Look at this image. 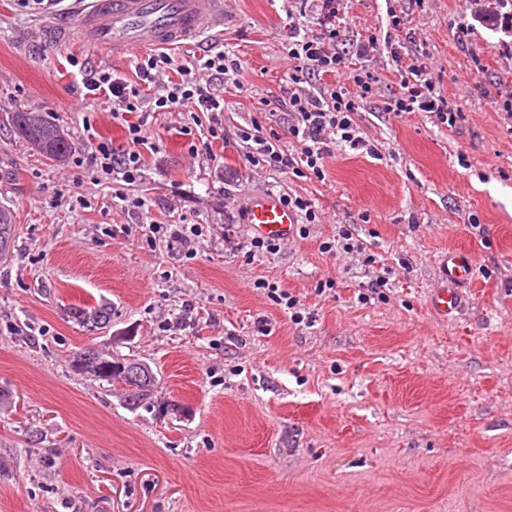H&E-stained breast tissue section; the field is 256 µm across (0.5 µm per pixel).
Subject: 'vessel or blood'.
I'll return each mask as SVG.
<instances>
[{
  "mask_svg": "<svg viewBox=\"0 0 512 512\" xmlns=\"http://www.w3.org/2000/svg\"><path fill=\"white\" fill-rule=\"evenodd\" d=\"M223 26L224 0H87L73 18L50 24L46 38L64 44L75 37L119 58L135 50L175 48ZM246 222L259 235L284 242L294 238L299 216L272 194L252 203ZM475 265V255L465 249L450 251L441 260L442 285L429 300L436 315L462 312V289Z\"/></svg>",
  "mask_w": 512,
  "mask_h": 512,
  "instance_id": "1",
  "label": "vessel or blood"
}]
</instances>
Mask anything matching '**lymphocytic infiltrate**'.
Returning <instances> with one entry per match:
<instances>
[{"label":"lymphocytic infiltrate","instance_id":"lymphocytic-infiltrate-1","mask_svg":"<svg viewBox=\"0 0 512 512\" xmlns=\"http://www.w3.org/2000/svg\"><path fill=\"white\" fill-rule=\"evenodd\" d=\"M288 15H312L315 26L293 24L288 30V106L284 130L256 124L239 130L248 143L247 162L252 167L270 168L298 178L325 181L327 158L335 152H364L378 157L375 145L365 139L355 116L362 102L375 97L381 77L372 66L378 40L368 35L350 39V24L344 0H285ZM394 32L387 45L396 65L398 84L385 102L389 112H426L439 123L456 130L466 120L463 110L438 92L426 67L404 63L403 49L415 36L407 32L401 17H393ZM71 66L82 72L86 98H105L112 103V117L126 124V142L93 143L88 160L98 173L120 175L127 184L143 174L142 146L159 112L186 113L185 135L206 126L203 149L224 137V96L215 81H239L242 66L226 52L209 51L189 60L168 51H153L135 61V81L114 76L106 69L88 68L86 61L72 57ZM336 76V83L320 91L308 90L312 80ZM136 121H129V114Z\"/></svg>","mask_w":512,"mask_h":512}]
</instances>
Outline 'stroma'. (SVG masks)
<instances>
[{"mask_svg": "<svg viewBox=\"0 0 512 512\" xmlns=\"http://www.w3.org/2000/svg\"><path fill=\"white\" fill-rule=\"evenodd\" d=\"M81 2L31 14L0 0V208L16 224L0 258V512H512V120L493 102L512 32L469 29L465 0H346L354 35L382 39L406 18L409 54L466 120L452 132L385 111L397 78L379 49L381 89L356 121L380 156L335 155L321 183L247 163L238 130L282 110L289 20L282 0H224L208 41L243 81L224 86L225 143L192 155L182 114L158 113L129 186L73 162L90 138L126 141L109 103L81 94L69 57L88 48L44 41ZM23 111L64 130L69 161L14 136ZM118 192L146 209L113 205ZM286 193L312 200L319 223L249 255L247 209ZM151 220L208 231L189 259L175 240L142 242ZM344 225L375 265L321 251ZM453 249L479 269L447 321L427 299ZM383 274V297L359 302ZM326 278L334 292L317 294ZM264 281L298 297L305 323ZM98 303L104 328L68 316ZM86 347L148 363L152 397L129 408L123 384L75 371Z\"/></svg>", "mask_w": 512, "mask_h": 512, "instance_id": "1", "label": "stroma"}]
</instances>
